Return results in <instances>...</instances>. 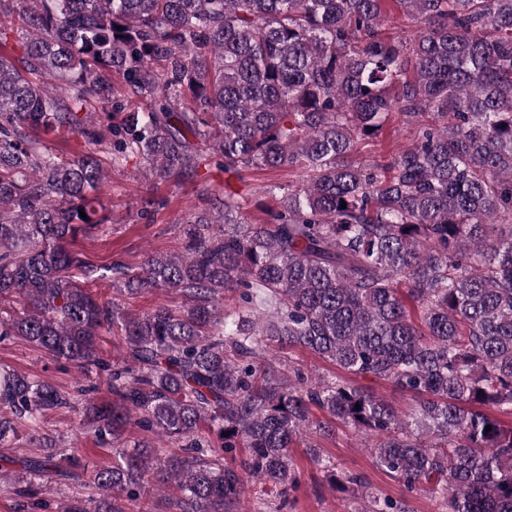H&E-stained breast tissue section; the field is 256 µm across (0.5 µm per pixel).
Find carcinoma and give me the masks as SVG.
Masks as SVG:
<instances>
[{"label":"carcinoma","mask_w":512,"mask_h":512,"mask_svg":"<svg viewBox=\"0 0 512 512\" xmlns=\"http://www.w3.org/2000/svg\"><path fill=\"white\" fill-rule=\"evenodd\" d=\"M384 2L0 0V343L97 375L80 389L82 425L116 454L90 475L96 492L61 512H127L156 485L177 487L170 512H234L250 480L285 507L289 448L338 423L441 512H512V0H394L398 32ZM16 18L25 38L8 54ZM114 73L140 102L119 127L90 111L112 101ZM392 115L410 144L355 159ZM41 131L87 151L60 156ZM104 151L175 185L212 167L303 178L276 187L261 224L226 187L222 207L179 225L181 254L101 269L70 244L109 221ZM105 278L182 305L126 313L91 288ZM102 330L124 338L115 361ZM294 348L336 374L283 371ZM359 378L410 396L412 415ZM70 408L51 381L0 367L1 448ZM130 426L185 454L119 447ZM39 445L0 456L25 473L12 512H41L48 483L84 477L53 438ZM238 448L239 467H224ZM324 472L340 490L365 484Z\"/></svg>","instance_id":"cac0c4a2"}]
</instances>
